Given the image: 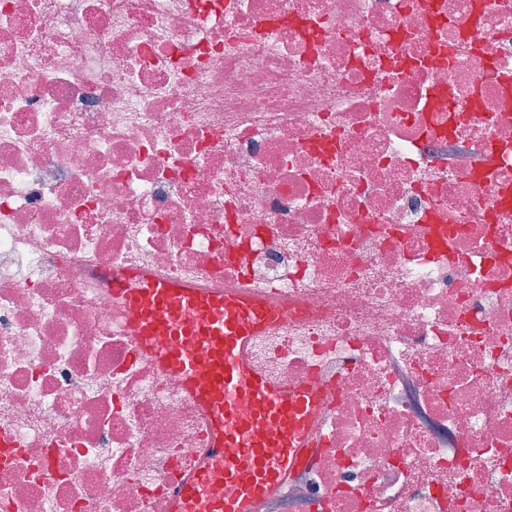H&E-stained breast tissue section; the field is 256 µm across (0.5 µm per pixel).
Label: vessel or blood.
<instances>
[{
    "label": "vessel or blood",
    "mask_w": 512,
    "mask_h": 512,
    "mask_svg": "<svg viewBox=\"0 0 512 512\" xmlns=\"http://www.w3.org/2000/svg\"><path fill=\"white\" fill-rule=\"evenodd\" d=\"M129 314L125 324L161 374L177 376L204 412L210 443L201 465L173 492L171 512H256L312 459L310 422L321 405L316 383L287 384L252 366L251 343L284 321L286 310L251 294L212 295L162 278H109ZM193 341L194 350L182 347ZM234 485L209 497L215 478Z\"/></svg>",
    "instance_id": "1"
}]
</instances>
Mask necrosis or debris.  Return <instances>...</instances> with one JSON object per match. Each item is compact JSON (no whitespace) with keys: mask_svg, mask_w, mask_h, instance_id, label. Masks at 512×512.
<instances>
[{"mask_svg":"<svg viewBox=\"0 0 512 512\" xmlns=\"http://www.w3.org/2000/svg\"><path fill=\"white\" fill-rule=\"evenodd\" d=\"M115 270L287 309L261 512H512V0H0V512H170L208 446Z\"/></svg>","mask_w":512,"mask_h":512,"instance_id":"4bbe7bcc","label":"necrosis or debris"}]
</instances>
